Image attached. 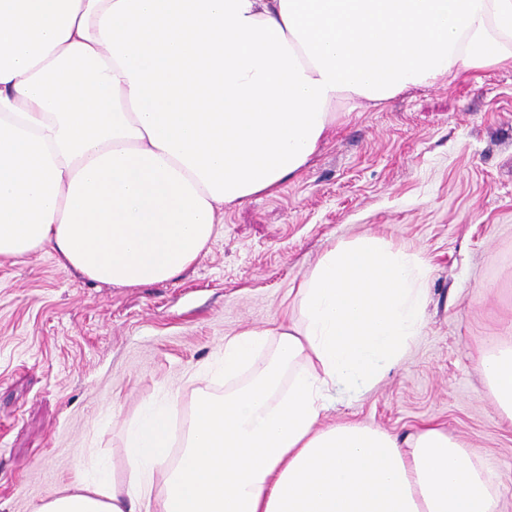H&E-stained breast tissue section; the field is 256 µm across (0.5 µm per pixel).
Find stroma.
<instances>
[{
	"label": "stroma",
	"mask_w": 512,
	"mask_h": 512,
	"mask_svg": "<svg viewBox=\"0 0 512 512\" xmlns=\"http://www.w3.org/2000/svg\"><path fill=\"white\" fill-rule=\"evenodd\" d=\"M221 234L177 280L92 283L47 252L0 264V512H32L98 464L126 481L130 421L180 391L225 337L282 320L334 244L370 232L429 270L424 327L376 386L327 419L396 435L434 422L498 478L512 512V424L473 369L512 333V69L467 73L361 106L277 193L225 209Z\"/></svg>",
	"instance_id": "1"
}]
</instances>
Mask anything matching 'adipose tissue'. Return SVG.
<instances>
[{
    "label": "adipose tissue",
    "mask_w": 512,
    "mask_h": 512,
    "mask_svg": "<svg viewBox=\"0 0 512 512\" xmlns=\"http://www.w3.org/2000/svg\"><path fill=\"white\" fill-rule=\"evenodd\" d=\"M487 68H512V0H0V262L173 281L357 107ZM427 280L375 234L334 245L283 322L225 337L224 391L197 390L181 435L180 394L146 408L129 482L33 512H497L494 471L444 427L325 421L404 361ZM475 363L512 422V338Z\"/></svg>",
    "instance_id": "1"
}]
</instances>
